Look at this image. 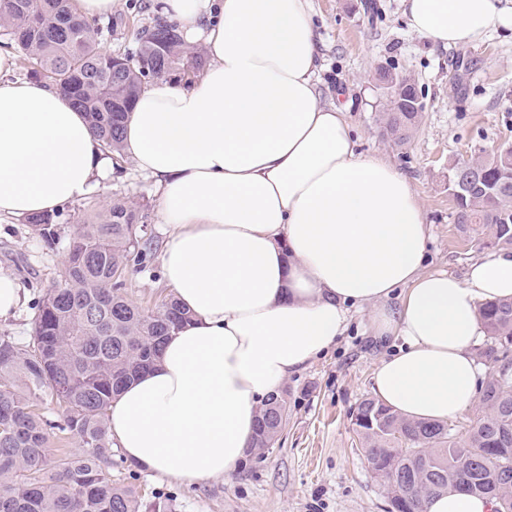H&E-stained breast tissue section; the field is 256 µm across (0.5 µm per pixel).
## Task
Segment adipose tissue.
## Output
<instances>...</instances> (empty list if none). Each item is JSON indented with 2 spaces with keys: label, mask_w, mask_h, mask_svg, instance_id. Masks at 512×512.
<instances>
[{
  "label": "adipose tissue",
  "mask_w": 512,
  "mask_h": 512,
  "mask_svg": "<svg viewBox=\"0 0 512 512\" xmlns=\"http://www.w3.org/2000/svg\"><path fill=\"white\" fill-rule=\"evenodd\" d=\"M403 4L436 47L512 26L502 0ZM162 12L202 37L207 63L193 83L139 94L124 151L154 181L172 227L163 275L192 319L108 408L126 459L183 484L231 479L262 401L344 334L353 309L373 336L403 341L373 375L378 399L419 421L474 406L480 308L512 297V250L461 279L426 270L412 181L359 155L345 108L322 99L308 0H163ZM15 66L0 50V219L19 220L95 192L113 163L83 113Z\"/></svg>",
  "instance_id": "1"
}]
</instances>
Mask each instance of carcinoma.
Wrapping results in <instances>:
<instances>
[{
  "mask_svg": "<svg viewBox=\"0 0 512 512\" xmlns=\"http://www.w3.org/2000/svg\"><path fill=\"white\" fill-rule=\"evenodd\" d=\"M5 47L21 54L26 76L57 87L85 114L113 155L132 104L148 83L190 76L202 66V50L186 44L176 24L157 18L139 32L125 54L100 51L103 28L74 7V0H0ZM401 87L394 107L382 112L386 136L410 139L421 111L410 77L383 74ZM457 191L454 223L479 231L495 247H512V145L476 160L458 161L448 174ZM58 211L26 219L32 233L59 244ZM140 205L117 198L67 246L58 287L35 306L30 340L0 336V512H166L137 488L112 479V440L107 409L121 389L152 366L163 341L190 315L169 296L151 311L128 294L129 271L156 249L143 230ZM487 333L479 356L492 365L480 409L465 431L447 421L404 418L376 398L350 411L372 471L387 488L390 507L424 512L425 500L452 490L494 498L495 512H512V298L481 307ZM50 390L61 423L37 412L40 391ZM288 419V391L260 406L251 450L270 448ZM76 440L75 449L49 448L50 430Z\"/></svg>",
  "mask_w": 512,
  "mask_h": 512,
  "instance_id": "1",
  "label": "carcinoma"
}]
</instances>
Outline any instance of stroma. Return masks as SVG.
Masks as SVG:
<instances>
[{
	"instance_id": "1",
	"label": "stroma",
	"mask_w": 512,
	"mask_h": 512,
	"mask_svg": "<svg viewBox=\"0 0 512 512\" xmlns=\"http://www.w3.org/2000/svg\"><path fill=\"white\" fill-rule=\"evenodd\" d=\"M158 0H114L112 32L101 45L113 53L134 49L138 31L151 25ZM320 40L318 85L325 102L345 106L364 155L380 154L410 177L417 189L431 239L427 270L464 277L487 253L480 235L461 233L452 219L448 170L456 162L512 144V27L496 26L475 44L448 49L414 33L402 0H310ZM413 78L424 104L422 123L401 146L383 136V73ZM140 204L157 244L172 228L161 223L151 180L125 157L115 159L101 191L68 204L59 225L61 243L47 249L27 224L0 221V272L14 275L23 300L13 317L0 319V335L30 338L38 299L60 280L65 240L81 214L106 208L113 199ZM161 252L127 281V291L152 309L171 288L162 277ZM395 336H371L366 313H353L336 344L288 378V420L273 447L246 454L231 482L211 479L194 486L145 471L133 480L140 492L169 500L172 512H387L383 484L361 451L350 411L371 396L373 374L382 358L401 346Z\"/></svg>"
}]
</instances>
